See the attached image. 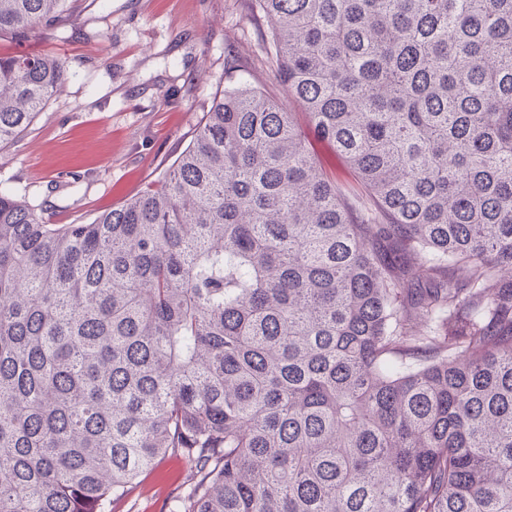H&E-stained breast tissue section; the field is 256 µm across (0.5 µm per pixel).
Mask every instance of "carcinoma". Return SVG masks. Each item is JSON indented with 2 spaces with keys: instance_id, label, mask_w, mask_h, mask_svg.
<instances>
[{
  "instance_id": "cac0c4a2",
  "label": "carcinoma",
  "mask_w": 512,
  "mask_h": 512,
  "mask_svg": "<svg viewBox=\"0 0 512 512\" xmlns=\"http://www.w3.org/2000/svg\"><path fill=\"white\" fill-rule=\"evenodd\" d=\"M255 7L308 130L240 84L90 224L0 191V512H108L165 456L169 512H512V0ZM66 77L0 55V148ZM317 151L330 169V173L336 178V183L342 185L358 186V181L355 174L345 163L334 158L333 153L329 148L322 144H316Z\"/></svg>"
}]
</instances>
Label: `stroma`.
<instances>
[{"instance_id":"stroma-1","label":"stroma","mask_w":512,"mask_h":512,"mask_svg":"<svg viewBox=\"0 0 512 512\" xmlns=\"http://www.w3.org/2000/svg\"><path fill=\"white\" fill-rule=\"evenodd\" d=\"M252 0H75L28 49L68 75L28 133L0 149V189L50 224H86L157 180L190 143L216 93L248 81L287 93ZM186 465L164 457L112 512H169Z\"/></svg>"}]
</instances>
